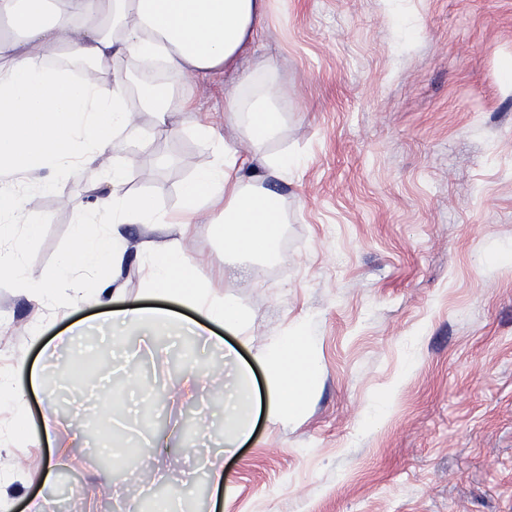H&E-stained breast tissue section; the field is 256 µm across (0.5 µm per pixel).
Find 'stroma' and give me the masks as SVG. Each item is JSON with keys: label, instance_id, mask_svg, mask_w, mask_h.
Here are the masks:
<instances>
[{"label": "stroma", "instance_id": "1", "mask_svg": "<svg viewBox=\"0 0 512 512\" xmlns=\"http://www.w3.org/2000/svg\"><path fill=\"white\" fill-rule=\"evenodd\" d=\"M266 59L288 90L267 150L301 159L271 184L288 211L282 258L225 252L205 211L186 248L217 293L247 310L245 341L227 338L241 357L307 324L321 368L308 405L285 424L258 420L215 495L199 471L209 435L223 430L220 355L187 354L214 368L199 402L136 404L117 427L84 380L44 373L60 393L57 444L71 452L47 486V448L10 456L22 476L0 512H24L39 491L54 512H150L155 497L178 498L181 512H512V0H273L243 65ZM241 77L232 69L178 85L176 101L193 104L181 129L118 155L129 194L180 215L186 182L214 159L201 127L248 158L224 112ZM92 201L75 178L25 195L27 212L52 216L28 244L31 279L56 271ZM102 312L75 305L31 342V303L0 282V351L22 350L29 370L40 367L67 323ZM387 392V413L371 419ZM112 430L127 463L104 488L96 480ZM158 433L172 447L147 491L139 447Z\"/></svg>", "mask_w": 512, "mask_h": 512}]
</instances>
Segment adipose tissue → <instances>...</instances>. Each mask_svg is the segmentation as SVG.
<instances>
[{
    "label": "adipose tissue",
    "mask_w": 512,
    "mask_h": 512,
    "mask_svg": "<svg viewBox=\"0 0 512 512\" xmlns=\"http://www.w3.org/2000/svg\"><path fill=\"white\" fill-rule=\"evenodd\" d=\"M270 0H0V279L40 310L67 316L85 299L99 304L124 300L123 308L98 323L115 347L129 330L146 336H190L224 356L231 370L224 385L223 451L233 454L253 433L258 411L254 366H261L270 391L269 423H286L317 388L321 372L316 341L305 327L273 340L253 362L239 361L222 337L205 336V323L243 333L248 313L232 295L213 293L186 255V229L202 209L220 207L224 247L275 262L281 257L280 226L288 216L283 199L266 189L270 179H287L296 156L268 153L284 125L283 92L257 86L258 72L273 73L264 60L244 72L240 89L228 92V120L251 145L252 173H244L232 149H219L214 162L184 187L185 211L176 219L146 195L124 192L120 163L103 172V157L118 139L142 141L168 129L190 111L189 102L171 107L164 87L147 83L131 104L119 69L129 56L163 58L181 78L207 76L238 66L263 27ZM82 67V78L71 70ZM153 113L154 129L135 130L134 110ZM81 177L97 189L93 208L104 224H77L73 246L48 280L33 281L24 263L25 237L18 212L27 190L52 191L57 179ZM141 224L137 253L147 263V292L169 296L196 314L182 321L162 307L125 301L121 271L130 246L126 227ZM22 354L0 362V455L21 446H40L56 437V393L43 391L38 435H30L27 393L15 383L25 368Z\"/></svg>",
    "instance_id": "obj_1"
}]
</instances>
